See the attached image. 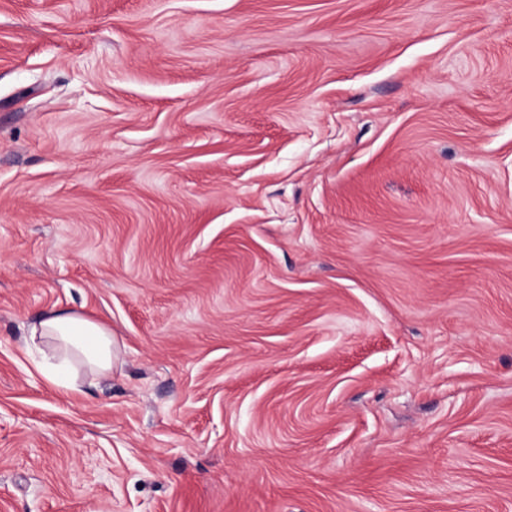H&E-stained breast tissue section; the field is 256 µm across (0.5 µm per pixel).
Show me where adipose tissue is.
Wrapping results in <instances>:
<instances>
[{"mask_svg": "<svg viewBox=\"0 0 512 512\" xmlns=\"http://www.w3.org/2000/svg\"><path fill=\"white\" fill-rule=\"evenodd\" d=\"M26 344L41 354L49 381L64 389L73 386L74 362L107 376L119 351L110 327L73 310L47 312L30 326Z\"/></svg>", "mask_w": 512, "mask_h": 512, "instance_id": "ef3b65f1", "label": "adipose tissue"}]
</instances>
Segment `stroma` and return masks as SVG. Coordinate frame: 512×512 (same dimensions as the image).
<instances>
[{
  "label": "stroma",
  "instance_id": "obj_1",
  "mask_svg": "<svg viewBox=\"0 0 512 512\" xmlns=\"http://www.w3.org/2000/svg\"><path fill=\"white\" fill-rule=\"evenodd\" d=\"M0 512H512V0H0ZM26 344L42 355L49 381L64 389L73 388L75 361L108 376L119 351L110 327L73 310L47 312L30 326Z\"/></svg>",
  "mask_w": 512,
  "mask_h": 512
}]
</instances>
